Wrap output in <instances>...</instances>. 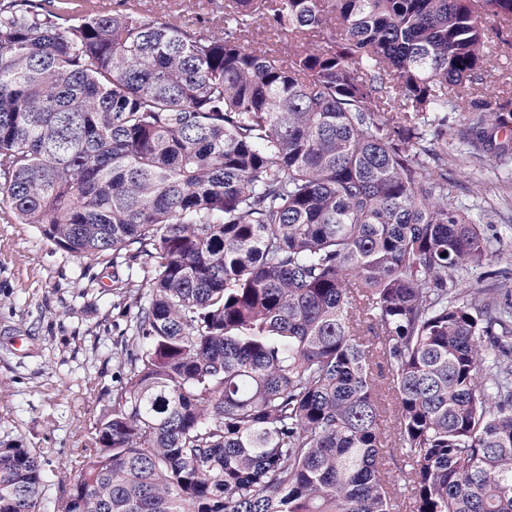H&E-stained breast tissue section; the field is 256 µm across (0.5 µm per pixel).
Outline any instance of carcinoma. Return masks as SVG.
I'll return each mask as SVG.
<instances>
[{
    "label": "carcinoma",
    "mask_w": 512,
    "mask_h": 512,
    "mask_svg": "<svg viewBox=\"0 0 512 512\" xmlns=\"http://www.w3.org/2000/svg\"><path fill=\"white\" fill-rule=\"evenodd\" d=\"M485 19L512 0H224L206 36L0 0V210L146 257L111 410L67 476L0 441V512H512V291L465 277L493 241L448 180L449 113L477 160L512 131Z\"/></svg>",
    "instance_id": "carcinoma-1"
}]
</instances>
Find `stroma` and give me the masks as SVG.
I'll return each instance as SVG.
<instances>
[{"mask_svg":"<svg viewBox=\"0 0 512 512\" xmlns=\"http://www.w3.org/2000/svg\"><path fill=\"white\" fill-rule=\"evenodd\" d=\"M489 51L482 85L493 96L512 84V30ZM510 169L512 159L491 151L475 165L448 159L452 203L480 206L494 239L496 259L469 275L479 288L512 273ZM137 294L113 287L111 254L73 256L36 225L0 213V441H21L45 469L68 467L124 379L120 352Z\"/></svg>","mask_w":512,"mask_h":512,"instance_id":"obj_1","label":"stroma"}]
</instances>
